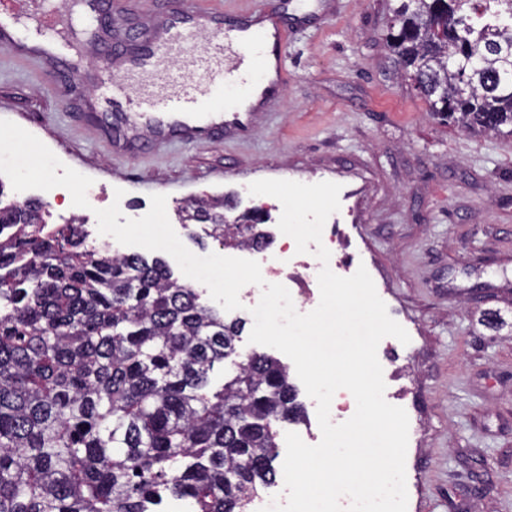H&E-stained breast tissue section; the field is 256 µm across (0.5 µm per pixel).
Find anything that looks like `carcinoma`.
<instances>
[{
	"label": "carcinoma",
	"mask_w": 512,
	"mask_h": 512,
	"mask_svg": "<svg viewBox=\"0 0 512 512\" xmlns=\"http://www.w3.org/2000/svg\"><path fill=\"white\" fill-rule=\"evenodd\" d=\"M387 42L431 114L512 137V0H399ZM187 209L225 246L267 236ZM39 199L0 204V512H241L271 486L288 367L253 353L216 386L238 326L169 264L90 248Z\"/></svg>",
	"instance_id": "obj_1"
}]
</instances>
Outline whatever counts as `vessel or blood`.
Segmentation results:
<instances>
[{"label": "vessel or blood", "instance_id": "b4317fda", "mask_svg": "<svg viewBox=\"0 0 512 512\" xmlns=\"http://www.w3.org/2000/svg\"><path fill=\"white\" fill-rule=\"evenodd\" d=\"M112 15L131 25L133 44L114 33L108 22ZM262 16L273 23V31L254 27L249 17L201 7L199 0H167L163 10L145 20L132 0H33L29 6L6 0L0 5V51L32 67L50 86L77 55L111 57L117 79L103 128L116 145L240 135L247 132V123L243 113L220 105L223 85L243 80L248 97L262 90V83L246 78L250 71L266 69L261 44L270 36L281 44L287 41L276 8H266ZM233 31L250 38L230 39ZM193 36L206 37L208 47L189 53ZM182 57L198 73L197 81L168 70L170 60Z\"/></svg>", "mask_w": 512, "mask_h": 512}]
</instances>
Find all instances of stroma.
Masks as SVG:
<instances>
[{
    "instance_id": "35a3bbf8",
    "label": "stroma",
    "mask_w": 512,
    "mask_h": 512,
    "mask_svg": "<svg viewBox=\"0 0 512 512\" xmlns=\"http://www.w3.org/2000/svg\"><path fill=\"white\" fill-rule=\"evenodd\" d=\"M276 6L291 30L288 77L246 134L115 148L79 100L21 65L0 72V119L91 177L92 207L118 188L132 209L166 195L198 256L226 249L181 223L189 199L240 196L261 179L340 184L341 241L409 329L385 377L418 420L414 512H512V139L430 115L386 43L392 0Z\"/></svg>"
}]
</instances>
